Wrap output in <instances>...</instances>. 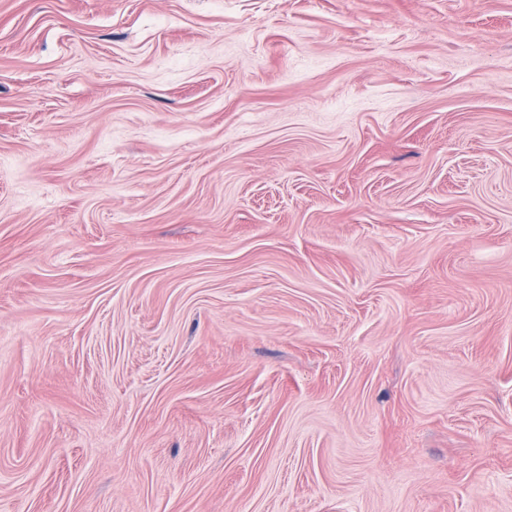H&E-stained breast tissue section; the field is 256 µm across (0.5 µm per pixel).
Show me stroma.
I'll return each mask as SVG.
<instances>
[{
    "mask_svg": "<svg viewBox=\"0 0 512 512\" xmlns=\"http://www.w3.org/2000/svg\"><path fill=\"white\" fill-rule=\"evenodd\" d=\"M0 512H512V0H0Z\"/></svg>",
    "mask_w": 512,
    "mask_h": 512,
    "instance_id": "1",
    "label": "stroma"
}]
</instances>
